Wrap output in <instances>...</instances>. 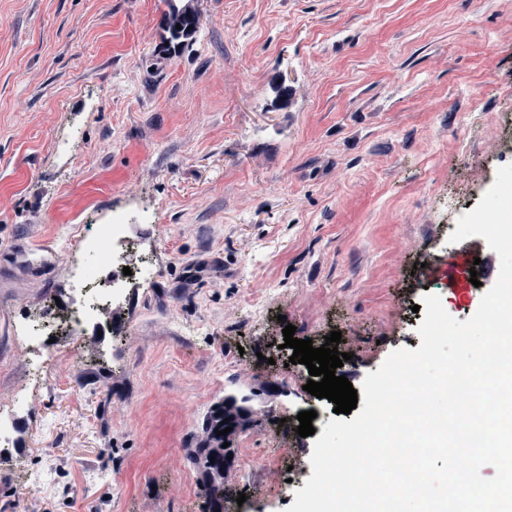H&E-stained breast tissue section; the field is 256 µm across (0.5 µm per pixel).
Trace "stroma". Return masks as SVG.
<instances>
[{
	"label": "stroma",
	"instance_id": "1",
	"mask_svg": "<svg viewBox=\"0 0 512 512\" xmlns=\"http://www.w3.org/2000/svg\"><path fill=\"white\" fill-rule=\"evenodd\" d=\"M194 6L166 56L164 0H0V394L20 425L0 512H205L202 422L265 383L225 495L285 512L312 474L298 413L316 433L335 414L283 327L340 332L357 388L420 347L425 293L461 321L480 305L490 248L449 236L512 164V0ZM115 210L152 276L106 338L38 362L14 329L73 293L64 225Z\"/></svg>",
	"mask_w": 512,
	"mask_h": 512
}]
</instances>
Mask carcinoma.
<instances>
[{
	"label": "carcinoma",
	"mask_w": 512,
	"mask_h": 512,
	"mask_svg": "<svg viewBox=\"0 0 512 512\" xmlns=\"http://www.w3.org/2000/svg\"><path fill=\"white\" fill-rule=\"evenodd\" d=\"M167 10L161 16V26L168 33L163 52L172 55L177 52L185 41L194 38L197 27H195L193 4L180 3L178 0H165ZM181 29H176V26ZM257 397L256 393L236 397L230 395L224 399V404L212 410L203 421L202 430L205 439L200 447L190 452L192 463L202 474V492L206 498L208 512H222L224 510V480L229 470L224 468V451H233L232 447H223V444L232 442L235 432L231 431L226 435H216V431L227 427H235L241 420L253 422V408L251 402ZM228 423H223L224 419Z\"/></svg>",
	"instance_id": "cac0c4a2"
}]
</instances>
